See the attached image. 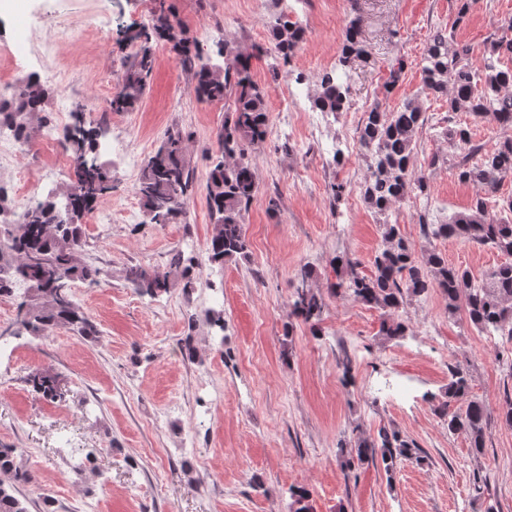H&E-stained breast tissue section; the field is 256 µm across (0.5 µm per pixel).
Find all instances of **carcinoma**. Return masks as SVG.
Wrapping results in <instances>:
<instances>
[{
    "label": "carcinoma",
    "mask_w": 512,
    "mask_h": 512,
    "mask_svg": "<svg viewBox=\"0 0 512 512\" xmlns=\"http://www.w3.org/2000/svg\"><path fill=\"white\" fill-rule=\"evenodd\" d=\"M300 31L302 28L288 19L278 20L272 28L274 48L285 65L299 46ZM127 41L136 50L123 62L122 81L109 111L130 112L141 102L160 42L170 44L181 67L191 73L199 101L231 103L234 117L216 132L217 154L211 158L206 184L207 203L215 218L207 253L214 264L247 258L243 214L258 190L251 154L268 127L264 94L252 77L250 57L222 46L218 55L224 58V65L211 63L190 43L181 24L163 11L150 27L129 35ZM452 41L453 34L445 27L431 36L417 63L425 93L447 97L448 111L453 114L465 112L495 122L511 119L512 69L504 66L502 59L512 58V23L486 43L478 67L473 65L471 47L458 43L450 49ZM363 54L360 30L353 19L343 32L339 64L346 68ZM347 92L338 76L326 73L313 103L322 112H341ZM47 95L37 77L23 81L9 96L8 110L0 112V129L25 136L33 123L50 127V116L43 110ZM425 112L422 100L407 99L388 112L370 110L360 125L358 141L368 159L360 191L368 206L384 216L379 225L382 248L374 257L371 275L353 272L338 287L354 300L382 311L385 319L379 335L386 341L403 336L407 330L396 313L432 288L445 299L448 315L462 310L479 332L512 341V262L500 264L478 281L470 270L448 264V259L435 250L417 252L401 235L399 225L390 220L395 207L410 194H423L429 188L425 176L415 173L412 163L419 132L426 123ZM437 135L457 151L451 166L455 177L476 186L477 191L467 211L453 215L444 224L422 223L424 235L488 246L512 256V223L508 219L512 197L498 195L500 184L512 177V137L485 151L472 142L469 130L461 125H447ZM100 137V130L84 121L65 126L60 142L73 161L74 180L65 190L48 194L20 213L10 212L8 193L0 186V213L13 216L0 220V296L10 297L16 289H25L18 304L17 329L35 338L59 328L92 340L98 338L96 326L73 300L72 284L97 283L103 270L85 258L82 223L65 224L60 215L66 207L85 215L112 190V167L101 160ZM188 139L189 134L179 127L168 129L140 168L135 193L151 224H170L187 215L193 184L186 154ZM190 269L177 253L170 270L161 273L132 267L126 271L125 280L137 293L154 298L169 292L176 278L185 280L184 288L191 287ZM324 306L322 294L303 289L293 302V312L310 323L319 318ZM27 383L45 399L63 396L61 376L50 366L30 372ZM467 391L466 373L456 366L436 409L448 430L464 434L470 447L480 453L488 424L485 405L471 401L463 411H449L451 403ZM413 448L398 431L383 427L374 439H357L349 456L359 461L378 456L389 472L397 460L412 457ZM32 482V473L22 463V450L0 448V512H29L27 500L19 497V487Z\"/></svg>",
    "instance_id": "obj_1"
}]
</instances>
